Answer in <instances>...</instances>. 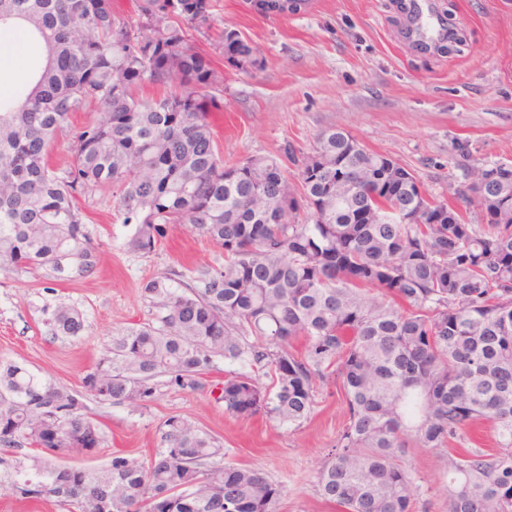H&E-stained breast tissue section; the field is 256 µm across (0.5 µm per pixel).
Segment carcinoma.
Returning <instances> with one entry per match:
<instances>
[{"label":"carcinoma","mask_w":512,"mask_h":512,"mask_svg":"<svg viewBox=\"0 0 512 512\" xmlns=\"http://www.w3.org/2000/svg\"><path fill=\"white\" fill-rule=\"evenodd\" d=\"M212 8L143 0L131 24L113 0H0V38L20 35L33 50L25 84L0 93V270L93 271L76 201L107 185L130 250L152 252L169 224L224 250L220 268L144 282L150 318L112 338L81 392L0 361V466L13 468L11 488L71 507L111 492L117 512H163L160 496L171 512H275L278 485L219 463L218 441L177 416L146 465L64 463L101 442L85 395L146 404L163 375L196 390L219 357L250 368L224 379V410L236 417L298 425L318 384L342 387L348 420L317 487L344 512H412L417 486L398 457L408 439L458 448L448 454V512H512V165L471 168V180L489 176L465 186L479 197L481 224L452 203L425 205L413 172L336 127L301 158L288 153L299 191L275 159L224 165L212 120L224 103L206 93L222 78L189 35H209ZM215 41L240 70L261 62L232 25ZM173 81L181 92L134 95ZM91 98L99 116L73 131L72 162L51 167L57 137ZM413 213L418 223H404ZM372 288L381 294L365 296ZM49 325L55 336L84 330L68 306ZM478 422L498 451L470 447ZM23 446L32 452L11 462Z\"/></svg>","instance_id":"1"}]
</instances>
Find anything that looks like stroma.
Masks as SVG:
<instances>
[{"label": "stroma", "instance_id": "35a3bbf8", "mask_svg": "<svg viewBox=\"0 0 512 512\" xmlns=\"http://www.w3.org/2000/svg\"><path fill=\"white\" fill-rule=\"evenodd\" d=\"M447 36L416 35L405 0H311L300 13L264 15L243 0H213V26L235 25L260 49V68L244 72L210 41L197 38L224 82L216 94L217 142L225 164L249 157L284 159L310 151L329 127L412 170L427 194L454 199L474 164L512 162V0H425ZM455 200V199H454ZM96 251L93 272L57 280L42 271H0V360L78 390L113 336L146 322L141 287L154 276L224 264V252L185 224L170 225L149 254L130 251L116 198L102 189L80 198ZM60 304L84 318L77 337L53 336L46 320ZM230 366L216 360L198 390L162 383L145 405L87 397L102 443L74 465L105 467L115 454L143 462L163 449V423L178 416L209 432L224 462L262 472L281 489L276 512H339L318 492L317 477L347 421L341 387L319 389L297 426L257 414L225 412ZM444 448L408 445L400 461L414 475V512H448Z\"/></svg>", "mask_w": 512, "mask_h": 512}]
</instances>
